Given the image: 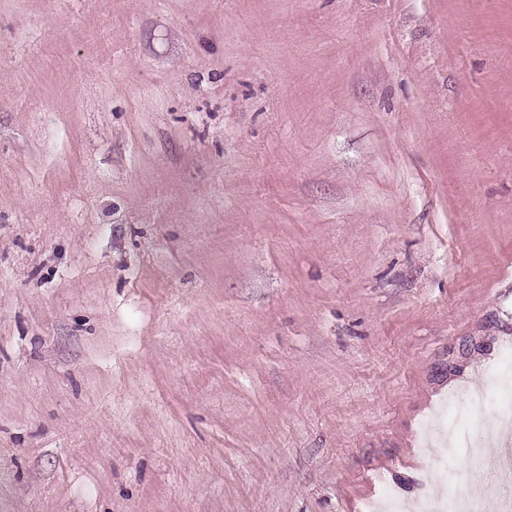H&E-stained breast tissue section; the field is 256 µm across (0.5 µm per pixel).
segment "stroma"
Returning a JSON list of instances; mask_svg holds the SVG:
<instances>
[{"label":"stroma","instance_id":"1","mask_svg":"<svg viewBox=\"0 0 512 512\" xmlns=\"http://www.w3.org/2000/svg\"><path fill=\"white\" fill-rule=\"evenodd\" d=\"M506 408L512 0H0V512L507 494Z\"/></svg>","mask_w":512,"mask_h":512}]
</instances>
